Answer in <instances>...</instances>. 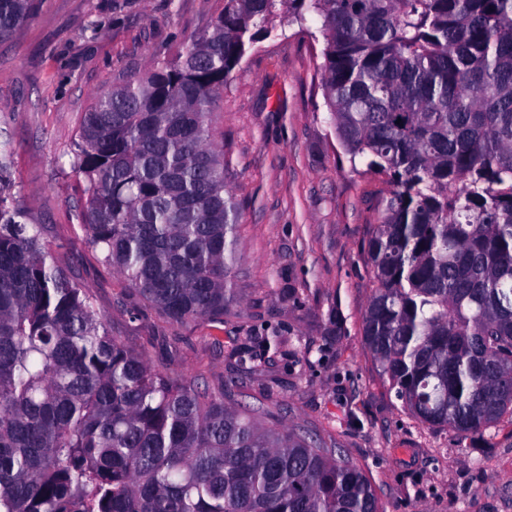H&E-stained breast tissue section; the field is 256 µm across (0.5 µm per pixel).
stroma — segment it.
Returning a JSON list of instances; mask_svg holds the SVG:
<instances>
[{
	"instance_id": "stroma-1",
	"label": "stroma",
	"mask_w": 512,
	"mask_h": 512,
	"mask_svg": "<svg viewBox=\"0 0 512 512\" xmlns=\"http://www.w3.org/2000/svg\"><path fill=\"white\" fill-rule=\"evenodd\" d=\"M224 0H34L0 41V137L31 223L88 286L113 336L157 370L263 407V421L306 432L373 482L383 512H512V421L458 438L410 417L366 351L372 294L363 248L381 179L353 170L321 90L316 16L260 39L224 83L217 138L240 205L234 299L224 320L169 321L101 261L74 219L86 196L70 167L81 116L118 74L144 68L207 29ZM100 24L86 32L88 21ZM278 326L286 343L261 371L237 365Z\"/></svg>"
}]
</instances>
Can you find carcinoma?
Listing matches in <instances>:
<instances>
[{"label":"carcinoma","mask_w":512,"mask_h":512,"mask_svg":"<svg viewBox=\"0 0 512 512\" xmlns=\"http://www.w3.org/2000/svg\"><path fill=\"white\" fill-rule=\"evenodd\" d=\"M33 0H0V39ZM320 21L352 165L389 186L364 247L363 343L419 422L512 419V0H224L81 118L76 214L169 320L224 321L239 210L212 114L248 48ZM0 141V512H381L365 473L153 369L28 222Z\"/></svg>","instance_id":"carcinoma-1"}]
</instances>
